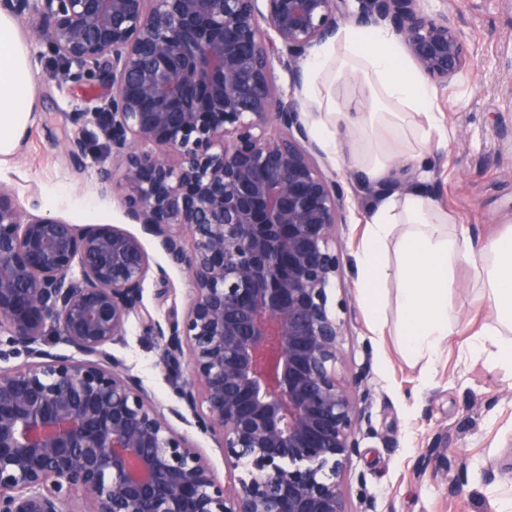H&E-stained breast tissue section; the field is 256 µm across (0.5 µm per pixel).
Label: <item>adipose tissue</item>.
I'll use <instances>...</instances> for the list:
<instances>
[{
  "instance_id": "obj_1",
  "label": "adipose tissue",
  "mask_w": 512,
  "mask_h": 512,
  "mask_svg": "<svg viewBox=\"0 0 512 512\" xmlns=\"http://www.w3.org/2000/svg\"><path fill=\"white\" fill-rule=\"evenodd\" d=\"M303 97L312 128L325 152L356 169L364 179L386 182L395 164L419 166L424 147L446 131L434 112V89L413 68L402 44L383 28L347 26L304 64ZM353 79L359 91L345 108L332 94L341 80ZM33 112L27 50L16 21L0 14V157L12 154ZM349 129L339 140L340 129ZM422 187L376 194L356 255L358 299L376 329L387 324L388 300L397 304L399 347L413 361L434 362L458 320L448 300L457 263L480 254V272L496 321L470 345L512 370V341L500 324L512 329V231L475 249L464 230L449 231Z\"/></svg>"
}]
</instances>
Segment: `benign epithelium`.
I'll list each match as a JSON object with an SVG mask.
<instances>
[{
  "mask_svg": "<svg viewBox=\"0 0 512 512\" xmlns=\"http://www.w3.org/2000/svg\"><path fill=\"white\" fill-rule=\"evenodd\" d=\"M74 81L112 85L98 116L125 213L187 270L164 319L143 304L148 258L114 225L24 214L0 186V512H346L360 414L337 364L328 292L345 192L301 104L274 85L345 24L384 27L448 85L469 61L453 17L422 0H0ZM75 161L87 147L65 143ZM397 166L381 191L402 189ZM135 315L159 344L164 408L110 347ZM68 348L52 353L47 337ZM187 364L188 376L180 375ZM193 418L250 465L226 495L173 428Z\"/></svg>",
  "mask_w": 512,
  "mask_h": 512,
  "instance_id": "7a95c632",
  "label": "benign epithelium"
}]
</instances>
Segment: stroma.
Masks as SVG:
<instances>
[{
  "mask_svg": "<svg viewBox=\"0 0 512 512\" xmlns=\"http://www.w3.org/2000/svg\"><path fill=\"white\" fill-rule=\"evenodd\" d=\"M426 13H453L471 66L448 85L436 86L435 109L448 132L444 144L424 151L426 189L434 207L463 225L473 241L512 230V0H424ZM32 76V119L17 150L0 159V185L26 214L70 224L117 225L141 235L149 257L143 302L163 318L169 308L185 310L191 283L185 270L170 265L158 239L129 223L120 195L100 192L98 161L112 151L95 112L113 90L97 74L58 83L62 63L48 43H27ZM83 134L88 150L81 163L64 152L65 139ZM348 203L347 221L336 228L340 268L329 292L344 323L339 374L358 379L366 391L356 431L358 451L347 463L343 492L347 512H497L512 500V377L490 359L466 353V343L494 309L476 277L480 257L461 261L448 299L462 323L433 364L407 360L392 327L370 326L356 294L355 253L374 199L358 175L335 169ZM112 354L140 377L161 406L175 404L172 381L158 366L154 337L137 317L126 325L125 341ZM213 468L226 490L247 470L232 466L210 435L175 422Z\"/></svg>",
  "mask_w": 512,
  "mask_h": 512,
  "instance_id": "stroma-1",
  "label": "stroma"
}]
</instances>
